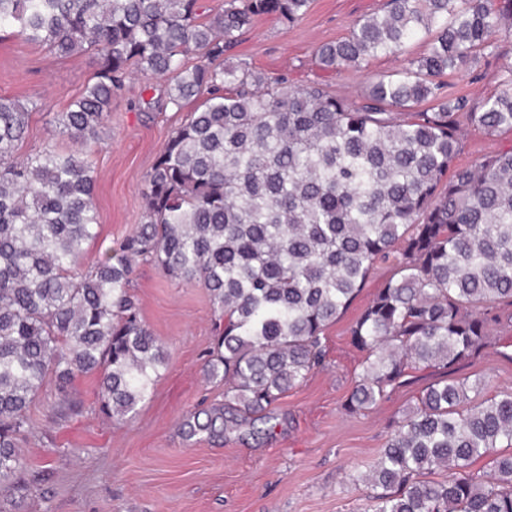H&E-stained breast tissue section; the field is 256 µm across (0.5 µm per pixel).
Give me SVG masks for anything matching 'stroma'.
Listing matches in <instances>:
<instances>
[{
    "instance_id": "stroma-1",
    "label": "stroma",
    "mask_w": 512,
    "mask_h": 512,
    "mask_svg": "<svg viewBox=\"0 0 512 512\" xmlns=\"http://www.w3.org/2000/svg\"><path fill=\"white\" fill-rule=\"evenodd\" d=\"M385 2L313 0L295 26L260 17L225 52L224 62L249 63L254 70L286 76L296 87L319 82L360 102L368 84L398 70L401 58L381 56L334 72L320 66L315 52L347 36L354 20L378 12ZM493 40L497 54L442 76L444 93L476 103L512 84L505 68L512 62V35L501 31ZM96 68L91 53L59 57L25 37H0V96L32 109L19 155L48 145L74 149L47 115L66 111ZM164 89L162 80L134 75L112 100L100 140L88 155L95 171L100 235L84 244V267L103 259L141 221L142 178L184 118L162 106ZM510 146L512 132L490 137L465 125L456 163L472 166ZM392 274L391 263L377 264L327 328L325 365L267 408L272 434L251 433L245 424L220 437L191 438L185 432L186 416L224 403L223 381L207 376L214 308L198 284L171 282L154 264H140L132 290L144 323L166 354L152 398L132 418L101 416L99 383L88 375L74 381V410L64 414L55 384H46L29 408L30 432L19 448L24 460L19 486L0 494V512H365L369 503L357 476L384 448L392 421L442 377L434 369L415 371L374 409L355 417L340 409L363 359L351 346L348 329ZM453 376L486 378L493 394L512 392V325L499 326L494 347L462 361Z\"/></svg>"
}]
</instances>
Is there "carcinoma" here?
<instances>
[{
  "label": "carcinoma",
  "instance_id": "cac0c4a2",
  "mask_svg": "<svg viewBox=\"0 0 512 512\" xmlns=\"http://www.w3.org/2000/svg\"><path fill=\"white\" fill-rule=\"evenodd\" d=\"M310 6L228 0L203 22L199 0H0V32L97 56L81 96L50 118L83 149L133 67L167 81L165 106L195 103L143 177V222L86 270L83 245L100 228L93 172L50 145L17 159L30 112L0 97V491L23 469L19 440L48 376L65 398L100 374L108 418L152 397L166 356L131 289L140 262L201 285L218 312L208 375L224 380L225 403L203 423L191 414L189 437L245 422L322 367L325 330L390 257L396 273L349 328L364 360L346 414L377 406L413 370L481 354L512 322V148L455 164L461 122L512 131V86L475 107L436 82L496 52L512 0H387L354 21L317 48L324 69L426 46L360 104L220 63L256 18L293 26ZM425 101L435 112L412 111ZM486 386L445 378L422 390L364 478L368 512H512V392L469 405Z\"/></svg>",
  "mask_w": 512,
  "mask_h": 512
}]
</instances>
